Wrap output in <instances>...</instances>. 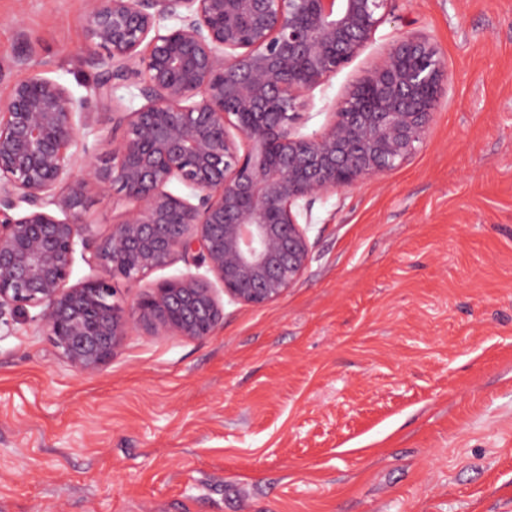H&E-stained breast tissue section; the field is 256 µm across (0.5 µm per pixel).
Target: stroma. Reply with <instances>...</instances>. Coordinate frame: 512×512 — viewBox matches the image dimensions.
Masks as SVG:
<instances>
[{"mask_svg": "<svg viewBox=\"0 0 512 512\" xmlns=\"http://www.w3.org/2000/svg\"><path fill=\"white\" fill-rule=\"evenodd\" d=\"M415 31L448 67L428 135L317 201L308 265L203 340L130 331L92 374L36 308L0 325V512H512V0H393L306 94L302 133ZM86 0H0V99L30 68L87 98L110 163ZM128 202L86 189L109 233Z\"/></svg>", "mask_w": 512, "mask_h": 512, "instance_id": "stroma-1", "label": "stroma"}]
</instances>
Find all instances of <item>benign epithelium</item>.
I'll return each instance as SVG.
<instances>
[{
	"mask_svg": "<svg viewBox=\"0 0 512 512\" xmlns=\"http://www.w3.org/2000/svg\"><path fill=\"white\" fill-rule=\"evenodd\" d=\"M391 2L88 0L90 39L109 51L95 94L122 136L108 140L112 164L79 161L70 148L93 113L37 67L0 100V319L41 309L59 355L91 374L137 327L212 335L216 282L242 304L279 299L309 261L299 218L406 163L448 82L437 46L408 33L321 131L296 133L304 95L360 54ZM130 84L145 103L127 111L114 92ZM91 183L134 203L103 237L83 217ZM79 248L98 274L71 285ZM177 255L197 271L116 300L115 277L138 284Z\"/></svg>",
	"mask_w": 512,
	"mask_h": 512,
	"instance_id": "obj_1",
	"label": "benign epithelium"
}]
</instances>
